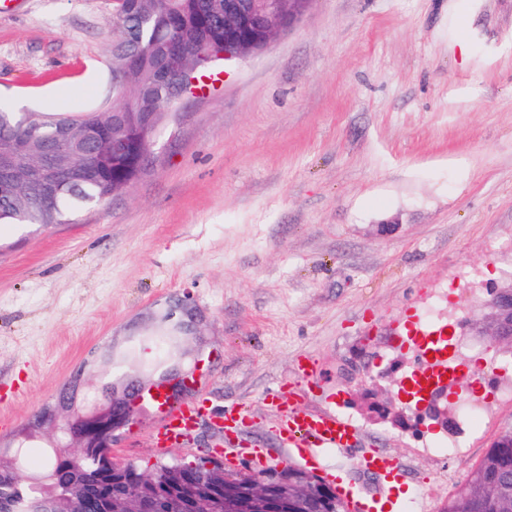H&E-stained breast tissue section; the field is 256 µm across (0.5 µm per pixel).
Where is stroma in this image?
<instances>
[{
    "mask_svg": "<svg viewBox=\"0 0 512 512\" xmlns=\"http://www.w3.org/2000/svg\"><path fill=\"white\" fill-rule=\"evenodd\" d=\"M112 0H19L0 15V105L80 114L112 93ZM512 0H313L262 52L226 63L214 89L159 127L130 187L74 223L0 224V464L43 471L47 440L23 463L14 444L94 352L145 351L157 318L189 297L198 314L180 362L203 355L179 400L239 407V440L275 447L270 395L354 422L358 450L407 468V512H440L501 432L512 428V342L484 340L451 364L491 374L439 398L447 422L381 417L421 357L410 310L436 307L469 333L485 283L512 254ZM320 370L297 374L300 358ZM486 411L463 424L459 402ZM116 432L113 457L216 459L226 437L203 417L183 445ZM455 443L465 457L438 455Z\"/></svg>",
    "mask_w": 512,
    "mask_h": 512,
    "instance_id": "35a3bbf8",
    "label": "stroma"
}]
</instances>
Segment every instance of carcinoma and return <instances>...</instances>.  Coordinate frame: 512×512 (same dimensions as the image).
I'll list each match as a JSON object with an SVG mask.
<instances>
[{
    "label": "carcinoma",
    "mask_w": 512,
    "mask_h": 512,
    "mask_svg": "<svg viewBox=\"0 0 512 512\" xmlns=\"http://www.w3.org/2000/svg\"><path fill=\"white\" fill-rule=\"evenodd\" d=\"M225 0H172L170 8L161 7V0H135L115 4L112 16V69L128 67L124 83L112 90L109 106L79 115L53 112H12L0 108V142L23 136L28 124H38L44 131L67 126L77 131L95 125L99 141L91 149L80 144L71 148L66 159L49 145L36 146L32 157L19 169L15 195H0V224H33L47 226L68 224L79 213L103 205L118 193L112 178L137 176L141 168L142 146L138 153H117L113 147L125 134L123 126L113 121L115 112H164L180 95V85L165 81L161 71L188 72L204 68L216 53L224 50ZM57 163L62 179L73 192L48 198L44 189L26 178L32 164ZM161 339L171 351L172 368L179 363L173 350L174 330L167 324L159 326ZM112 387L104 383L103 390L87 388L75 396L73 383L60 391L54 405L59 420L69 421L75 433L82 434L84 424L76 421L73 405L77 398L100 400ZM51 467L41 473L44 486L52 487L57 495L56 512H99L104 500L125 494L126 485L112 482V456L106 450L101 455H87L78 449L61 446L50 451ZM185 473L199 486L209 487L214 476L244 481L247 474L232 473L220 465L210 471L205 461L180 462ZM480 474L488 481L506 488L494 495H477L452 503L450 512H512V445L490 447L473 466L468 478ZM43 496V486H23L18 476L7 466H0V512H30L32 504Z\"/></svg>",
    "instance_id": "carcinoma-1"
}]
</instances>
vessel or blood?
Segmentation results:
<instances>
[{
	"instance_id": "obj_1",
	"label": "vessel or blood",
	"mask_w": 512,
	"mask_h": 512,
	"mask_svg": "<svg viewBox=\"0 0 512 512\" xmlns=\"http://www.w3.org/2000/svg\"><path fill=\"white\" fill-rule=\"evenodd\" d=\"M422 355L409 379L414 390L432 396L446 388L448 382L463 380L465 386L480 384V377L469 374L461 366L449 365L446 330L424 329L420 335ZM145 403L154 414L149 436L155 448L164 450L184 443L199 417L207 410L205 404L177 403L169 399L163 388H155L145 395ZM275 439L282 462H302L310 469L320 471L333 482L337 496L348 512H403L406 503L397 491L405 470L392 456L373 451L361 458L363 468L374 475V486H357L345 482L338 469L330 464L332 455L343 453L357 440V429L351 420L333 412L313 413L292 403L277 402ZM268 451L240 441L228 443L222 450L224 464L235 468L240 459L248 457L262 463Z\"/></svg>"
}]
</instances>
